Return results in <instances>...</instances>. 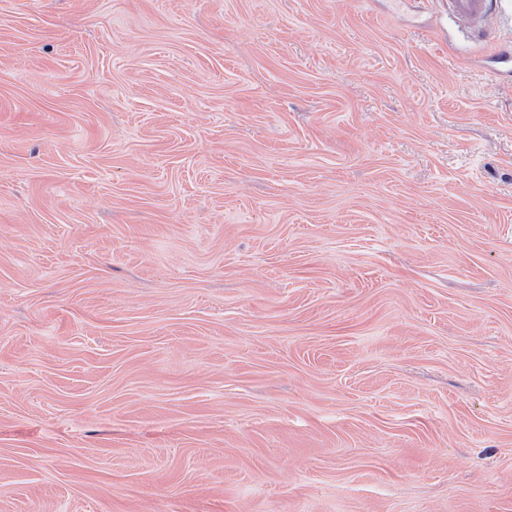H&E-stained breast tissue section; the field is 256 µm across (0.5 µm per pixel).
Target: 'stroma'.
Here are the masks:
<instances>
[{
  "label": "stroma",
  "mask_w": 512,
  "mask_h": 512,
  "mask_svg": "<svg viewBox=\"0 0 512 512\" xmlns=\"http://www.w3.org/2000/svg\"><path fill=\"white\" fill-rule=\"evenodd\" d=\"M0 0V512H512V0ZM446 13L471 26L475 36L484 38L489 30L487 21L497 0H442Z\"/></svg>",
  "instance_id": "obj_1"
}]
</instances>
